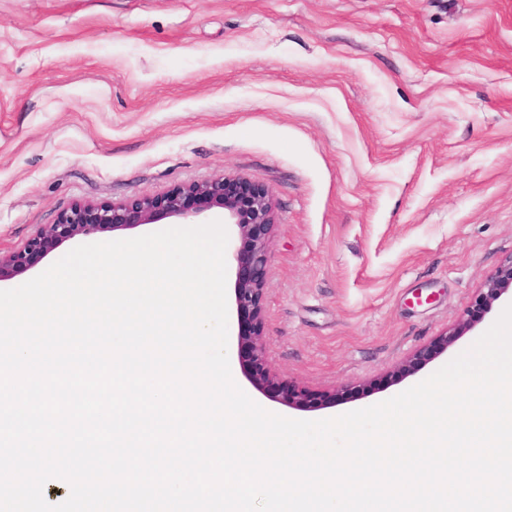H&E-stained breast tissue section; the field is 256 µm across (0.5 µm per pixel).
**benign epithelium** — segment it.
Segmentation results:
<instances>
[{"instance_id":"obj_1","label":"benign epithelium","mask_w":512,"mask_h":512,"mask_svg":"<svg viewBox=\"0 0 512 512\" xmlns=\"http://www.w3.org/2000/svg\"><path fill=\"white\" fill-rule=\"evenodd\" d=\"M214 209L223 210L224 220L239 228L237 259L245 260V267L237 273L235 306L238 314H245L251 320L247 335L239 337V343L247 350L243 364L247 379L255 389L265 391L274 385V376L265 363L261 301L275 210L273 194L263 185L246 186L235 178L223 176L174 188L162 197L143 198L131 203H78L57 223L45 225L24 249L0 254V277L27 270L37 258L78 236L153 224L167 217L196 219ZM509 292H512V259L501 264L485 281L469 309L451 329L405 361L406 371L410 372L447 351L461 336L475 328L493 304ZM308 399L309 393L295 385L281 394V401L294 409L306 407Z\"/></svg>"}]
</instances>
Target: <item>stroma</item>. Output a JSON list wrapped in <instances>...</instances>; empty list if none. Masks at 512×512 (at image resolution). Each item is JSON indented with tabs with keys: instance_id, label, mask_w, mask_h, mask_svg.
I'll return each instance as SVG.
<instances>
[{
	"instance_id": "35a3bbf8",
	"label": "stroma",
	"mask_w": 512,
	"mask_h": 512,
	"mask_svg": "<svg viewBox=\"0 0 512 512\" xmlns=\"http://www.w3.org/2000/svg\"><path fill=\"white\" fill-rule=\"evenodd\" d=\"M224 175L276 204L262 329L294 419L391 398L512 259V0H0V253L78 202ZM309 392L307 408L278 385Z\"/></svg>"
}]
</instances>
